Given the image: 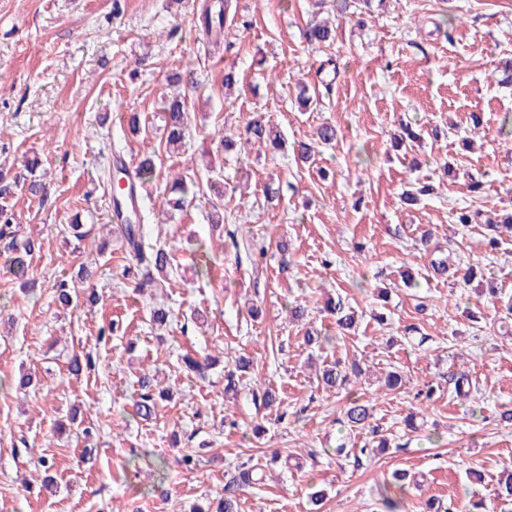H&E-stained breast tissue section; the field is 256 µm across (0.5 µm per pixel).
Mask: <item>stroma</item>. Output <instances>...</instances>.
Here are the masks:
<instances>
[{
	"label": "stroma",
	"mask_w": 512,
	"mask_h": 512,
	"mask_svg": "<svg viewBox=\"0 0 512 512\" xmlns=\"http://www.w3.org/2000/svg\"><path fill=\"white\" fill-rule=\"evenodd\" d=\"M202 2L0 0V163L19 173L23 154L38 156L48 186L45 201L22 192L12 200L22 235L42 243L33 290H22L0 249V378L33 377L27 389L0 388V512H191L223 499L249 460L269 468L265 482L237 492L239 512H310L317 490L322 512H382L377 488L397 469L415 479L402 512H419L430 498L447 512L493 501L512 472V426L499 418L512 409V338L495 316L512 303V238L487 252L483 227L453 217L462 208L512 210V86L494 77L512 58V0H384L343 16L334 0H233L223 52L201 28ZM327 17L336 38L312 49L304 32ZM228 65L241 76L229 95ZM189 68L195 85L170 84ZM302 85L319 91L316 111L300 110ZM175 89L189 130L172 154L161 114ZM126 112L139 113L140 133L130 132ZM256 114L283 133L284 150L224 152L225 131H243ZM407 120L422 136L393 148L390 134ZM325 122L336 126V143L319 147L315 165L296 163L297 143ZM116 154L133 166L154 163L142 208L151 214L149 238L173 245L180 262L170 287L141 292L123 274L133 259L120 242L96 251L110 222L102 175ZM448 161L460 177L445 173ZM180 171L201 192L169 220L164 188ZM468 173L482 178V194L469 192ZM414 182L433 185V195L402 203ZM216 207L218 227L210 222ZM77 218L88 231L81 240L71 230ZM201 246L210 256L203 275L195 268ZM441 258L483 274L462 287L435 278L403 285L401 271ZM82 266L99 302L56 303L55 283ZM336 295L357 312L355 333L306 347V329L333 325L322 306ZM294 299L307 305L299 322L287 313ZM252 304L259 317L249 315ZM154 307L172 311L167 326H152ZM109 322L118 332L98 345ZM410 324L418 331L408 336ZM81 351L96 366L71 375L67 362ZM186 354L217 363L201 379L182 366ZM242 354L252 365L230 399L224 370ZM337 360L408 378L397 391L356 385L389 443L360 468L333 449L369 437L339 423L346 391L320 387L310 368ZM462 370L479 389L467 401L449 392L451 374ZM146 373L174 393L149 421L132 410ZM427 384L434 400L409 431L404 419ZM267 388L279 405L255 402ZM72 416L99 425L98 436L58 431ZM187 453L198 461L191 471L181 463ZM276 453L281 462L270 464ZM42 457L54 460L51 471L39 466ZM158 458L164 498L152 492Z\"/></svg>",
	"instance_id": "1"
}]
</instances>
